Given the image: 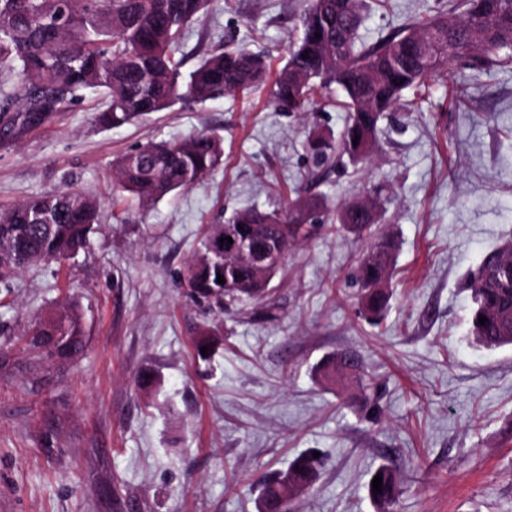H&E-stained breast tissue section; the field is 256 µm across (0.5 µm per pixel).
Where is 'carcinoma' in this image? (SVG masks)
Masks as SVG:
<instances>
[{
  "instance_id": "cac0c4a2",
  "label": "carcinoma",
  "mask_w": 512,
  "mask_h": 512,
  "mask_svg": "<svg viewBox=\"0 0 512 512\" xmlns=\"http://www.w3.org/2000/svg\"><path fill=\"white\" fill-rule=\"evenodd\" d=\"M208 0H0V127L7 144L82 103L94 91L107 100L98 121L111 127L130 124L180 104H203L226 94L257 88L265 74L262 57L244 48L206 54L188 74L176 57L190 26L200 20ZM361 0H309L299 17L301 36L275 79L272 101L302 111L336 85L351 120L340 140L312 131L309 150L366 159L375 145L379 122L410 91L422 100L427 79L449 60L476 53L492 67L512 65V0H450L447 18L406 26L377 46L356 49ZM358 144H353L354 138ZM224 156L222 137L196 134L177 141L151 142L123 154L114 163V179L149 208L167 195L208 176ZM100 204L75 189L29 197L0 209V284L45 261L71 257L85 249L96 232ZM320 202L296 196L279 213L255 208L234 212L227 224L240 244L258 256L276 251L285 259L291 243L310 236ZM378 212L355 215L348 203L336 214L340 229L369 231ZM243 229H238V226ZM224 225L206 231L185 263L182 280L190 296L222 314L224 306L258 304L282 267L261 280L248 264L224 271L218 241ZM394 242L376 238L357 269L366 319L378 324L389 307L384 288L394 263ZM226 282H217V274ZM471 334L487 349L512 345V251L493 253L469 281ZM487 321L480 324L478 317ZM24 350L60 362L79 357L85 348L82 315L64 307L29 326ZM341 353L326 358L317 371L349 379L361 392L370 389L363 366L349 368ZM382 491L372 499L391 512L398 476L386 466ZM316 477L313 457L296 460L287 473L265 482L259 512H290V495L307 490Z\"/></svg>"
}]
</instances>
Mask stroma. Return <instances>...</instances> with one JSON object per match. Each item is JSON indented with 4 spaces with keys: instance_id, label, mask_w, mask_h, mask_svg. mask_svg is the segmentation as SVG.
Returning a JSON list of instances; mask_svg holds the SVG:
<instances>
[{
    "instance_id": "1",
    "label": "stroma",
    "mask_w": 512,
    "mask_h": 512,
    "mask_svg": "<svg viewBox=\"0 0 512 512\" xmlns=\"http://www.w3.org/2000/svg\"><path fill=\"white\" fill-rule=\"evenodd\" d=\"M392 2L388 12L364 0L359 45L448 12V0ZM306 3L210 0L187 33L186 73L227 46L260 54L266 84L251 96L111 128L93 95L0 145V208L64 187L100 203L88 249L0 288V337L63 306L82 313L86 337L67 363L15 347L0 364V512H258L261 483L313 453L316 483L292 512H381L368 482L382 465L403 477L395 512H512V346L475 343L467 290L512 243V71L454 59L418 108L386 114L368 160L321 163L307 135L344 130L338 92L303 112L268 98ZM201 132L224 141L222 165L201 182L147 210L115 189L119 156ZM377 188L372 231L398 244L380 325L362 316L353 276L369 238L319 230L289 248L261 305L225 308L209 360L198 358V331L214 316L180 270L207 225L299 193L321 196L330 223ZM343 349L364 361L369 402L314 373ZM146 372L155 382L144 390Z\"/></svg>"
}]
</instances>
